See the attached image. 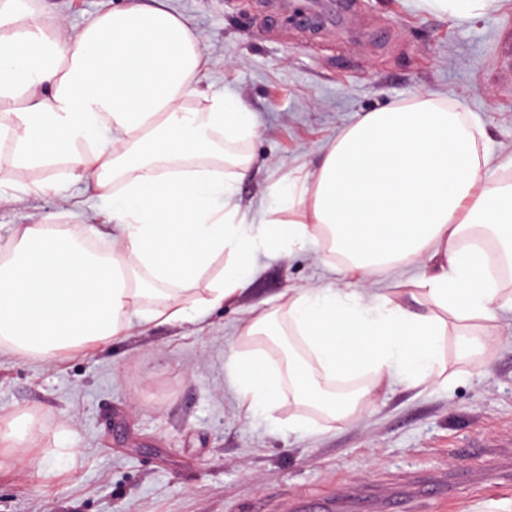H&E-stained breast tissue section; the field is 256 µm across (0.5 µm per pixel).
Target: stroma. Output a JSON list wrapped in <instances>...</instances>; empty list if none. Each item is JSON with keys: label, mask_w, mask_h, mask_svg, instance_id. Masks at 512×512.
Returning <instances> with one entry per match:
<instances>
[{"label": "stroma", "mask_w": 512, "mask_h": 512, "mask_svg": "<svg viewBox=\"0 0 512 512\" xmlns=\"http://www.w3.org/2000/svg\"><path fill=\"white\" fill-rule=\"evenodd\" d=\"M129 0H41L79 27ZM204 36L212 92L238 96L256 132L238 199L252 212L270 186L313 173L367 112L430 94L481 126L492 167L512 173V85L494 75L512 53V0L456 19L417 0H356L366 38L317 35L270 18L264 0H168ZM60 198L0 204V249L15 225L62 210ZM322 242L262 258L233 303L187 324H151L108 347L50 361L0 349V420L42 428L21 466L0 468V512H287L304 502L389 494L407 512H512V313L473 326L481 356L447 339L448 384L393 382L358 420L303 406L244 419L224 354L242 323L289 291L335 279ZM455 337L457 350L464 357L483 353L493 342V339L487 336H468L463 334Z\"/></svg>", "instance_id": "1"}]
</instances>
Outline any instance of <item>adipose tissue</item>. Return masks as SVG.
I'll return each mask as SVG.
<instances>
[{"instance_id": "ef3b65f1", "label": "adipose tissue", "mask_w": 512, "mask_h": 512, "mask_svg": "<svg viewBox=\"0 0 512 512\" xmlns=\"http://www.w3.org/2000/svg\"><path fill=\"white\" fill-rule=\"evenodd\" d=\"M206 72L203 35L166 0L76 31L39 0H0V189L67 205L65 224L18 225L0 255V348L48 358L135 323L192 322L234 301L260 256L321 239L342 279L259 311L226 355L247 411L288 401L354 420L393 377L446 385L448 317L512 310L472 234L485 228L512 264V177L491 167L479 126L432 96L366 113L315 173L273 184V206L248 214L237 181L251 158L228 147L256 125L238 97L207 92ZM74 184L104 203V251ZM419 264L414 311L379 279Z\"/></svg>"}]
</instances>
